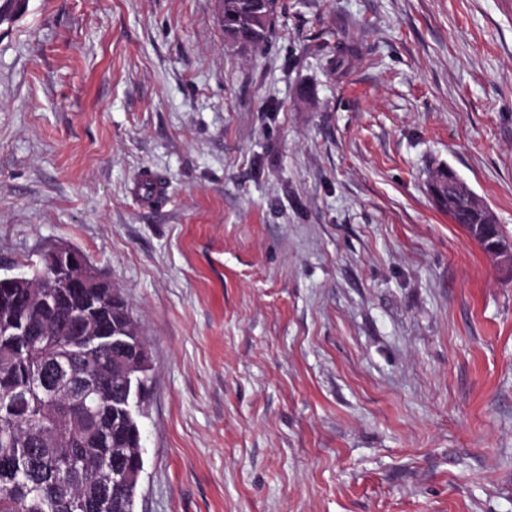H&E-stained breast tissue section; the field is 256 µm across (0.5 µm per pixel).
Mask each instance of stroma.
I'll use <instances>...</instances> for the list:
<instances>
[{"label": "stroma", "instance_id": "35a3bbf8", "mask_svg": "<svg viewBox=\"0 0 512 512\" xmlns=\"http://www.w3.org/2000/svg\"><path fill=\"white\" fill-rule=\"evenodd\" d=\"M512 0H30L0 26V277L65 244L152 359L135 512H512ZM165 187L143 209L144 174ZM280 0H224V36L241 47H256L272 37ZM265 22L258 21V14ZM449 217L455 224H460L473 240L479 243L482 248H485L483 241L476 235L475 224H479V218L474 215L464 203H460L456 210H451Z\"/></svg>", "mask_w": 512, "mask_h": 512}]
</instances>
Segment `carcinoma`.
I'll use <instances>...</instances> for the list:
<instances>
[{
    "label": "carcinoma",
    "mask_w": 512,
    "mask_h": 512,
    "mask_svg": "<svg viewBox=\"0 0 512 512\" xmlns=\"http://www.w3.org/2000/svg\"><path fill=\"white\" fill-rule=\"evenodd\" d=\"M224 36L241 47L272 37L280 0H222ZM473 240L479 218L465 204L449 212ZM31 287L8 288L0 278V512H134L138 483L127 473L144 465L140 418L152 365L126 374L116 348L90 356L67 337L75 320L96 317L103 333L136 329L122 294L96 303L50 274V251L27 275ZM28 336H9L14 324ZM80 378L72 397L57 393L52 374Z\"/></svg>",
    "instance_id": "cac0c4a2"
}]
</instances>
